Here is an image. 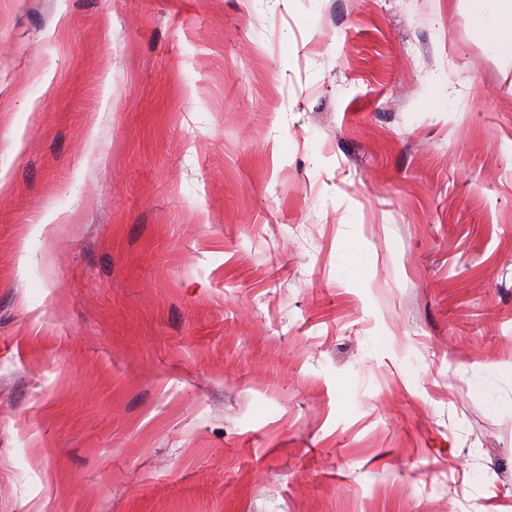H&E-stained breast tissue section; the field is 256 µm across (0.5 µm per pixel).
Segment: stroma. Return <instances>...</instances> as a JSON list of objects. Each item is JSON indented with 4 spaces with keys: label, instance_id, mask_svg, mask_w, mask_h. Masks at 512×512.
I'll return each instance as SVG.
<instances>
[{
    "label": "stroma",
    "instance_id": "35a3bbf8",
    "mask_svg": "<svg viewBox=\"0 0 512 512\" xmlns=\"http://www.w3.org/2000/svg\"><path fill=\"white\" fill-rule=\"evenodd\" d=\"M0 179V512H512L465 0H0Z\"/></svg>",
    "mask_w": 512,
    "mask_h": 512
}]
</instances>
